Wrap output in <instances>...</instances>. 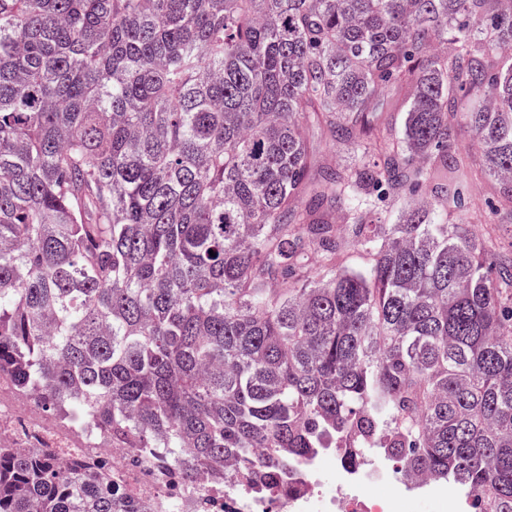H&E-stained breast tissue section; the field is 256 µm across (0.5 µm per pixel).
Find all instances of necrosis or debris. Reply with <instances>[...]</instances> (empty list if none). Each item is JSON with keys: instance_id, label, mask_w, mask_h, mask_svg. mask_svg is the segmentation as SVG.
I'll return each mask as SVG.
<instances>
[{"instance_id": "1", "label": "necrosis or debris", "mask_w": 512, "mask_h": 512, "mask_svg": "<svg viewBox=\"0 0 512 512\" xmlns=\"http://www.w3.org/2000/svg\"><path fill=\"white\" fill-rule=\"evenodd\" d=\"M45 448L66 465L101 471L142 512H395L427 504L430 512H466L450 487L426 476L401 477L378 451L367 449L357 465L336 464V448L317 450L295 463L271 492H256L233 476H186L170 460L113 446L90 420L58 422L35 395L18 391L0 372V444Z\"/></svg>"}]
</instances>
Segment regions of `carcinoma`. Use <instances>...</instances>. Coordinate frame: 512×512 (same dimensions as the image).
I'll list each match as a JSON object with an SVG mask.
<instances>
[{"instance_id": "1", "label": "carcinoma", "mask_w": 512, "mask_h": 512, "mask_svg": "<svg viewBox=\"0 0 512 512\" xmlns=\"http://www.w3.org/2000/svg\"><path fill=\"white\" fill-rule=\"evenodd\" d=\"M391 86L399 131L369 121ZM459 91L498 186L480 235L448 223ZM311 119L363 159L314 167ZM503 224L512 0H0V370L114 445L265 491L384 435L512 512ZM105 486L0 447V512H134Z\"/></svg>"}]
</instances>
